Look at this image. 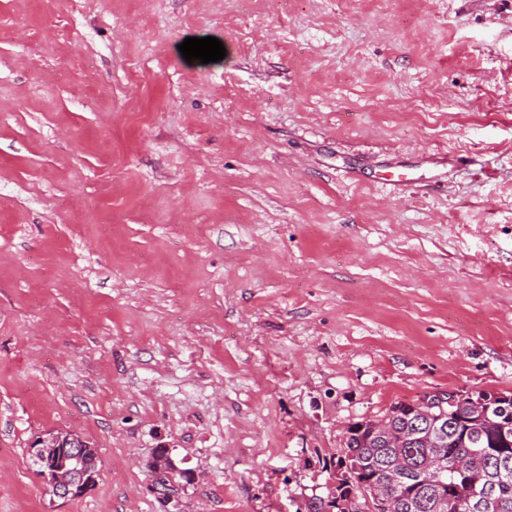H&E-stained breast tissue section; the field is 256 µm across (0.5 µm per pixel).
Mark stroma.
Returning <instances> with one entry per match:
<instances>
[{
    "mask_svg": "<svg viewBox=\"0 0 512 512\" xmlns=\"http://www.w3.org/2000/svg\"><path fill=\"white\" fill-rule=\"evenodd\" d=\"M442 390L512 392V0H0V512H313ZM66 434L61 431L51 436L39 435L30 443L28 453L39 466V476L49 492L58 498L74 499L86 494L95 483L99 458L96 448L83 441L91 449L89 465L80 479L92 483L77 484L73 475L85 464L86 448L76 436ZM175 471L176 467L170 462L160 469L150 471V476L155 484H158L162 488H168L173 493H179L184 490L181 480L186 484H190V480L185 476L184 470L179 473V478L176 480Z\"/></svg>",
    "mask_w": 512,
    "mask_h": 512,
    "instance_id": "35a3bbf8",
    "label": "stroma"
}]
</instances>
